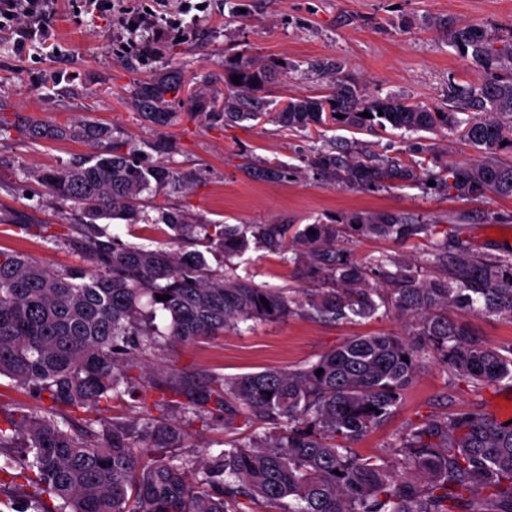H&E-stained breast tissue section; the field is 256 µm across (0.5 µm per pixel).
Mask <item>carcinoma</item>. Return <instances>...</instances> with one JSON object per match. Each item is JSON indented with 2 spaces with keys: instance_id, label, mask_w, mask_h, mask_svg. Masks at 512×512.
<instances>
[{
  "instance_id": "1",
  "label": "carcinoma",
  "mask_w": 512,
  "mask_h": 512,
  "mask_svg": "<svg viewBox=\"0 0 512 512\" xmlns=\"http://www.w3.org/2000/svg\"><path fill=\"white\" fill-rule=\"evenodd\" d=\"M448 36L483 73L469 89L476 113L459 118L397 97L370 99L338 79L325 94L289 98L275 120L291 131L329 123L358 131L446 129L479 159L431 174L427 144L406 158L362 146L316 149L307 167L352 190L375 192L392 182L430 178L446 196L512 197V164L498 158L502 142L512 148V79L499 75L512 46L495 48L473 25L450 28ZM269 79L266 66L249 62L225 73L232 96L224 119L262 118L258 93ZM182 86L177 71L138 82L137 112L154 125H170L174 113L166 95L178 97ZM211 105L203 92L189 96L192 115ZM26 132L91 149L79 162L39 175L49 192L82 214L83 229L69 245L91 266L56 271L0 249V376L30 388L40 401L0 425V473L31 489L32 512H512V423L460 411L412 426L393 464L352 451L389 418L425 369V350L475 388L512 377V356L450 317L456 310L512 319L511 257H474L459 241L450 268L448 240H438L429 263L442 274L427 276L395 258L364 263L338 247L344 236L437 234L433 225L399 213L355 212L339 224H306L294 233L291 224H190L179 212L162 214L178 244L199 238L208 251L227 255L247 250L252 241L282 256L292 249L294 262L325 283L315 290L266 288L214 272L201 251L127 246L99 226L139 223L141 194L178 182L171 168L142 161L112 128L79 120L50 129L30 123ZM158 294L170 299L158 300ZM386 305L405 318L403 333L355 336L304 368L217 376L187 391L168 380L152 383L185 397L183 411L198 419L224 414L228 434L237 433L241 419L288 425L276 435L225 440L227 448L194 476L173 457L144 453L177 444L180 431L172 423L114 419L96 429L92 413L100 404L139 389L129 370L140 353L158 345V308L168 317V336L191 343L220 336L240 321L286 320L304 307L334 321L371 317ZM318 369L323 373L315 374Z\"/></svg>"
}]
</instances>
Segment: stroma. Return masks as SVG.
I'll list each match as a JSON object with an SVG mask.
<instances>
[{"mask_svg":"<svg viewBox=\"0 0 512 512\" xmlns=\"http://www.w3.org/2000/svg\"><path fill=\"white\" fill-rule=\"evenodd\" d=\"M148 16L151 27L130 34L129 24ZM48 36L19 39L0 30V116L11 123L0 135V248L30 255L63 271L83 263L65 236L77 223L74 210L45 189L39 175L86 156L83 144L35 141L15 127L18 118L45 126L87 118L112 128L116 138L141 150L145 159L176 171L179 187L153 196L148 222L135 228L110 225L126 244L169 247L155 230L161 215L178 211L193 224H332L353 212L410 214L438 225L449 240L463 241L483 258L512 256V198L492 193L475 199L440 195L425 183L394 185L377 193L326 183L308 171L312 150L372 145L380 154L408 153L416 143L431 145L429 167L475 159V151L450 131L386 130L356 133L341 126L320 132L281 130L273 117L289 97L323 92L337 77L366 89L372 97L396 96L447 112L462 111L463 94L480 76L471 59L450 43L447 26L475 25L497 44H512V0H117L112 12H88L80 0H58ZM261 63L273 72L261 93L265 115L257 121L224 120L226 69ZM181 71L186 94L203 90L215 100L206 120L191 118L186 106L171 102L177 122L159 127L133 108L135 83ZM171 141L169 153L152 145ZM280 163L286 177L265 181L245 164ZM433 237L342 238L353 258L388 256L434 274L427 258ZM210 267L250 276L272 288H312L315 280L294 263L260 248L231 256L212 255ZM472 334L502 353L512 352V319L467 314ZM405 320L380 308L368 318L323 321L298 312L282 322L239 323L223 336L193 344L161 340L143 353L135 379L178 374L206 381L268 368L293 369L349 337L401 333ZM158 416L177 425L180 461L189 470L217 455L226 434L220 418L201 421L177 406L160 405L161 393L147 389ZM512 401V378L477 389L460 382L434 360L403 393L393 414L353 450L365 457L394 460L399 438L415 423L466 410L498 415L500 401Z\"/></svg>","mask_w":512,"mask_h":512,"instance_id":"1","label":"stroma"}]
</instances>
